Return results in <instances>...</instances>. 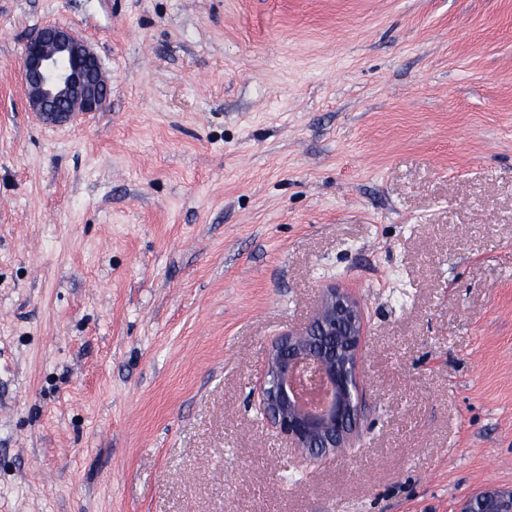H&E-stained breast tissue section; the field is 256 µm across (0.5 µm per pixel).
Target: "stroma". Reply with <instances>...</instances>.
<instances>
[{"mask_svg": "<svg viewBox=\"0 0 512 512\" xmlns=\"http://www.w3.org/2000/svg\"><path fill=\"white\" fill-rule=\"evenodd\" d=\"M105 107L25 99L37 28ZM365 419L257 411L327 284ZM512 488V0H0V512H461ZM21 70L31 110L51 124L97 112L109 95L96 52L68 26L35 31L25 44Z\"/></svg>", "mask_w": 512, "mask_h": 512, "instance_id": "35a3bbf8", "label": "stroma"}]
</instances>
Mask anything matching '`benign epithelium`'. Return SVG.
Wrapping results in <instances>:
<instances>
[{"instance_id":"benign-epithelium-1","label":"benign epithelium","mask_w":512,"mask_h":512,"mask_svg":"<svg viewBox=\"0 0 512 512\" xmlns=\"http://www.w3.org/2000/svg\"><path fill=\"white\" fill-rule=\"evenodd\" d=\"M31 110L51 124L102 109L109 95L93 47L70 27L49 24L27 40L21 62ZM366 319L342 289L324 290L312 319L272 343L258 408L276 435L308 462L346 448L360 431L359 353ZM482 512H512V490L487 487L469 499Z\"/></svg>"}]
</instances>
